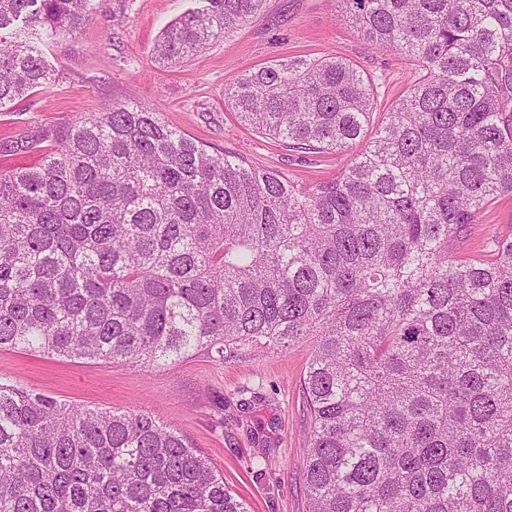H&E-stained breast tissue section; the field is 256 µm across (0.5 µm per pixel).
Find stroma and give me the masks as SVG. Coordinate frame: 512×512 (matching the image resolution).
I'll use <instances>...</instances> for the list:
<instances>
[{"label": "stroma", "mask_w": 512, "mask_h": 512, "mask_svg": "<svg viewBox=\"0 0 512 512\" xmlns=\"http://www.w3.org/2000/svg\"><path fill=\"white\" fill-rule=\"evenodd\" d=\"M201 4L100 0L81 35L58 37L46 47L54 81L0 112V143L133 98L208 149L309 187L336 177L346 155L289 150L241 122L224 104L225 87L269 62L334 54L373 83L377 125L415 79L411 63L391 51L370 50L338 21L335 0H265L258 20L198 56L159 65L152 49L162 29ZM505 238H512L510 194L484 210L453 251L486 259L495 241ZM309 350L306 343L274 350L242 342L224 358L196 355L171 369L0 349V381L71 405L151 413L202 451L248 512H308L302 470L311 431L303 399Z\"/></svg>", "instance_id": "obj_1"}]
</instances>
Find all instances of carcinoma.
Masks as SVG:
<instances>
[{
	"instance_id": "carcinoma-1",
	"label": "carcinoma",
	"mask_w": 512,
	"mask_h": 512,
	"mask_svg": "<svg viewBox=\"0 0 512 512\" xmlns=\"http://www.w3.org/2000/svg\"><path fill=\"white\" fill-rule=\"evenodd\" d=\"M418 68L364 149L308 189L214 152L134 99L0 144V349L175 366L312 340L309 512H512V240L451 242L512 194V0H341ZM205 0L177 62L262 15ZM97 0H0V111ZM224 104L299 150L347 152L372 82L336 56L250 70ZM0 512H247L170 425L0 382Z\"/></svg>"
}]
</instances>
